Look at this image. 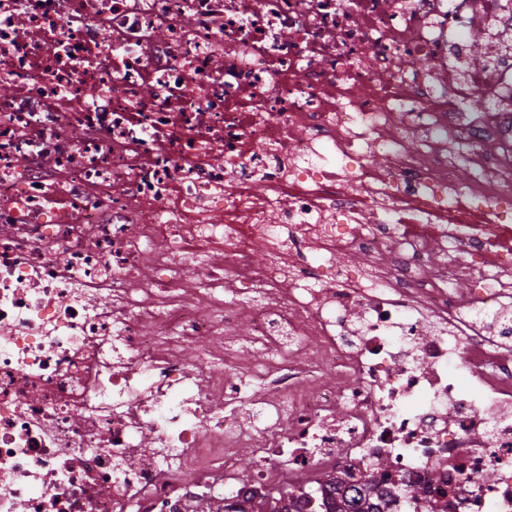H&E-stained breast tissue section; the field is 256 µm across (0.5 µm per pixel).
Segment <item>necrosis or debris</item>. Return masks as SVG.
Segmentation results:
<instances>
[{
    "mask_svg": "<svg viewBox=\"0 0 512 512\" xmlns=\"http://www.w3.org/2000/svg\"><path fill=\"white\" fill-rule=\"evenodd\" d=\"M333 485L512 512V0H0V512Z\"/></svg>",
    "mask_w": 512,
    "mask_h": 512,
    "instance_id": "1",
    "label": "necrosis or debris"
}]
</instances>
